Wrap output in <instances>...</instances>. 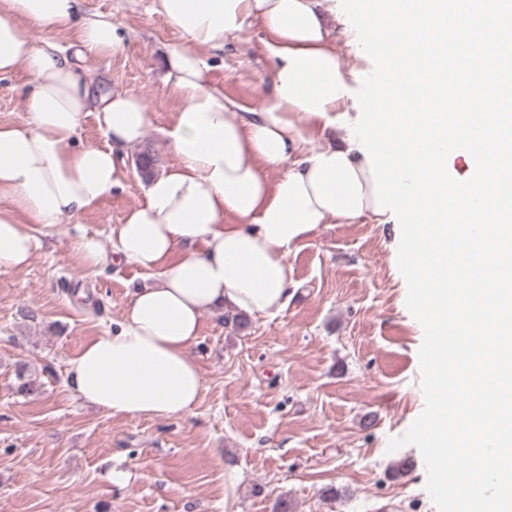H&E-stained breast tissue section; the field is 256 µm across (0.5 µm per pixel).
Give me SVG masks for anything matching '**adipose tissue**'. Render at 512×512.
Instances as JSON below:
<instances>
[{"label":"adipose tissue","mask_w":512,"mask_h":512,"mask_svg":"<svg viewBox=\"0 0 512 512\" xmlns=\"http://www.w3.org/2000/svg\"><path fill=\"white\" fill-rule=\"evenodd\" d=\"M320 0H152L151 10L177 35L165 83L179 100L164 133L172 165L148 179L144 199L111 229V246L78 233L71 249L90 271L124 263L154 274L134 288L118 321L68 362L75 398L116 417L169 419L192 414L203 377L193 354L206 313L230 309L273 317L294 285L286 256L324 224L375 212L373 177L348 140L325 141L328 121L347 113L348 97L325 115L282 98L288 60L271 59L272 90L262 106L239 111L209 80L208 54L243 41L252 21L272 48L336 58ZM81 0H0V77L25 71L21 97L29 120L0 124V271L25 269L38 232L57 229L123 185L122 152L149 126L133 94L93 89L81 61L127 45L111 17L81 15ZM77 29L76 42L34 40L31 28ZM94 115L107 147L78 146ZM28 221L20 223L16 215Z\"/></svg>","instance_id":"adipose-tissue-1"}]
</instances>
